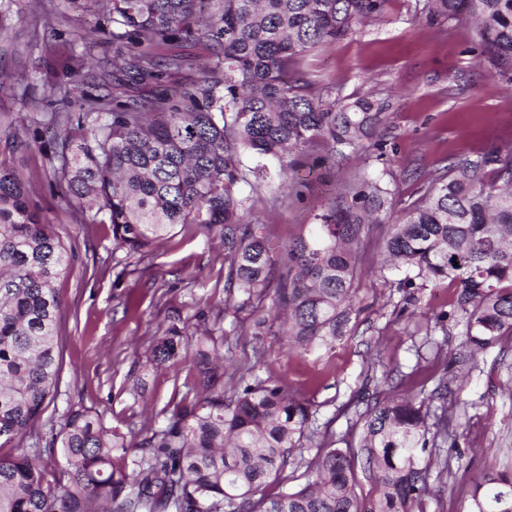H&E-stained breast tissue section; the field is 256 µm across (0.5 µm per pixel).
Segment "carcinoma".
I'll return each mask as SVG.
<instances>
[{"instance_id": "obj_1", "label": "carcinoma", "mask_w": 512, "mask_h": 512, "mask_svg": "<svg viewBox=\"0 0 512 512\" xmlns=\"http://www.w3.org/2000/svg\"><path fill=\"white\" fill-rule=\"evenodd\" d=\"M387 0H104L116 57L161 86L149 103L76 88L77 112H56L48 161L86 224L143 255L180 224H199L224 247V306L254 312L251 335L283 336L305 351L331 345L354 311L359 248L375 215L398 196L393 173H364L320 206L306 238L285 246L253 217L267 166L279 191H297L302 159L323 146L347 159L380 149V107L368 98L324 102L288 78L300 57L355 32ZM443 23L473 19L481 56L512 75V0H424ZM204 39L200 84L172 75L190 65L156 49ZM388 225L377 269L399 288L416 279L454 285V309L472 351L512 335V148L448 163ZM68 255L26 185L0 162V440L27 435L60 373L55 280ZM277 288H271L274 274ZM271 300L266 306L264 302ZM205 329L176 325L147 363L192 358L194 380L163 426L132 444L98 412L69 411L47 448L0 455V512H413L431 493L433 450L448 441V382L425 398L362 391L363 438L338 448L310 401L263 375L265 350L230 377ZM440 401V414L429 405ZM314 448L310 459L303 450ZM66 467L50 480L42 455ZM377 485L356 491L355 461ZM304 480L297 486L293 482ZM278 492L267 495L265 489ZM512 508V469L488 471L470 512Z\"/></svg>"}]
</instances>
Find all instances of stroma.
<instances>
[{
  "mask_svg": "<svg viewBox=\"0 0 512 512\" xmlns=\"http://www.w3.org/2000/svg\"><path fill=\"white\" fill-rule=\"evenodd\" d=\"M0 160L29 189L30 202L52 224L69 257L55 288L62 301L59 323L61 372L52 399L25 448L45 447L68 411L100 412L107 426L140 443L143 427L178 402L191 378V360L144 368L155 336L174 324L194 332L207 326L222 340L232 325L246 328L251 310L224 311V249L196 224L178 226L146 256L114 249L107 224L82 223L67 204L46 155L51 113L76 111L73 85L119 98L151 100L157 84L112 66V29L94 0H0ZM90 46L75 53L72 41L89 28ZM296 77L326 100L367 96L381 103L386 126L383 152L369 150L334 163L326 148L313 150L297 179L300 197L276 206L258 199L257 216L288 243L308 236L315 205L344 191L365 171L389 167L399 178L401 199L414 196L436 170L454 159L475 158L493 148H512V83L482 61L471 22H433L418 0H388L384 12L359 32L301 58ZM381 215L365 238L355 311L343 336L316 352L291 350L277 336L233 337L228 368L252 363L264 348V371L281 379L317 409L337 447L358 446L362 424L350 403L362 389L400 391L425 397L444 373L462 340V325L434 326L450 312L453 287L417 280L397 287L394 272L372 269L388 223ZM448 409L457 439L439 450L451 471L439 495L424 497L422 512H469L479 477L512 467V336L477 355Z\"/></svg>",
  "mask_w": 512,
  "mask_h": 512,
  "instance_id": "obj_1",
  "label": "stroma"
}]
</instances>
